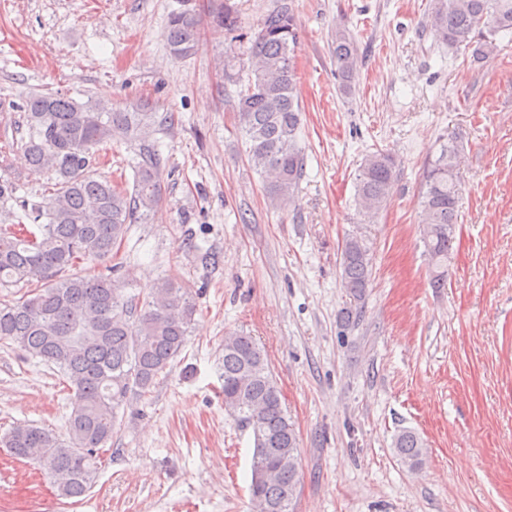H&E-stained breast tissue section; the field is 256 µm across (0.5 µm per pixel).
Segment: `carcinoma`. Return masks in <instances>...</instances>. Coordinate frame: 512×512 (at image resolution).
<instances>
[{
    "mask_svg": "<svg viewBox=\"0 0 512 512\" xmlns=\"http://www.w3.org/2000/svg\"><path fill=\"white\" fill-rule=\"evenodd\" d=\"M429 18L438 43L485 60L497 51L496 35H512V0H430ZM214 19L229 38L221 70L224 86L236 87L233 103L247 159L262 177L269 204L277 208L294 198L304 173L293 10L288 0H279L248 38L239 32L231 0H224ZM165 38L174 54L191 56L201 46V20L189 12L174 13ZM245 38L247 50H236L235 43ZM331 45L339 90L350 95L360 66L357 41L338 24ZM24 119L29 136L17 141L16 149L30 167L54 175L55 183L51 195L34 208L35 229L0 226V289L26 286L17 301L0 303V341L57 366L73 393V407L64 436L18 423L5 445L17 458L37 463L58 496L75 499L94 484L100 450L120 430L121 408L131 396L150 392L184 349L196 313L195 291L185 281L164 278L142 296L128 293L131 283L120 265L93 276L67 273L81 260L106 262L116 256L130 225L147 220L162 199L155 147L142 148L130 190L93 169L92 149L117 135L145 139L163 120L138 104L117 110L110 101L80 102L61 92L29 96ZM397 168L396 159L384 151L361 162L355 202L365 219L385 206ZM459 187L457 152L445 145L424 170L420 201L422 239L437 288L448 275ZM340 268V287L350 299L341 323L350 326L363 312L372 276L368 240L347 237ZM223 350L224 410L253 434L252 512H293L298 436L267 356L253 337L236 332L224 336ZM392 448L408 469L422 465L425 442L417 432L399 430Z\"/></svg>",
    "mask_w": 512,
    "mask_h": 512,
    "instance_id": "carcinoma-1",
    "label": "carcinoma"
}]
</instances>
